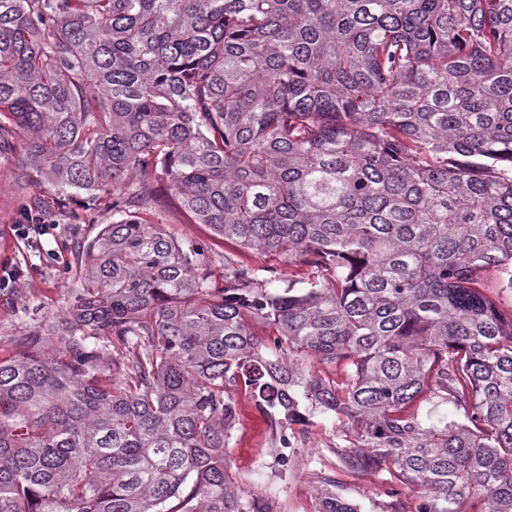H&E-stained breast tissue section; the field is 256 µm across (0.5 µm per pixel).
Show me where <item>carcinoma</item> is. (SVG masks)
<instances>
[{
	"mask_svg": "<svg viewBox=\"0 0 512 512\" xmlns=\"http://www.w3.org/2000/svg\"><path fill=\"white\" fill-rule=\"evenodd\" d=\"M19 133L112 222L0 358V512H272L224 468L240 383L334 414L343 471L418 512H512V0H0V153ZM169 194L302 288L215 274L149 221Z\"/></svg>",
	"mask_w": 512,
	"mask_h": 512,
	"instance_id": "carcinoma-1",
	"label": "carcinoma"
}]
</instances>
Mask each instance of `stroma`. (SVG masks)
<instances>
[{
	"instance_id": "obj_1",
	"label": "stroma",
	"mask_w": 512,
	"mask_h": 512,
	"mask_svg": "<svg viewBox=\"0 0 512 512\" xmlns=\"http://www.w3.org/2000/svg\"><path fill=\"white\" fill-rule=\"evenodd\" d=\"M24 162L22 148L0 154V260L5 258L27 265L29 273L16 289L0 288V357L6 356L12 341L53 322L66 311L77 291L79 269L72 250V233L94 237L101 225L110 223L112 213L99 207L95 221L73 228L69 211L62 207L54 187L35 177L32 183H18L13 173ZM37 195L51 214L57 228L43 242L45 250L61 254L63 266L46 263L11 234L19 209L27 197ZM155 223L170 236L193 239L210 246L215 256L230 253L255 268H271L272 291L279 292L294 284L300 267L281 255L261 256L254 251L214 236L204 224L193 223L177 200H169ZM238 420L224 453L230 480L241 487H253L273 504L272 512H316L324 489L323 475L337 480L336 491L343 498L360 505L361 512H390L385 487L377 473H344L336 448V418L331 414H313L304 427L306 441L296 448L288 466L275 462L281 430L271 418L259 412L244 388L233 392Z\"/></svg>"
}]
</instances>
